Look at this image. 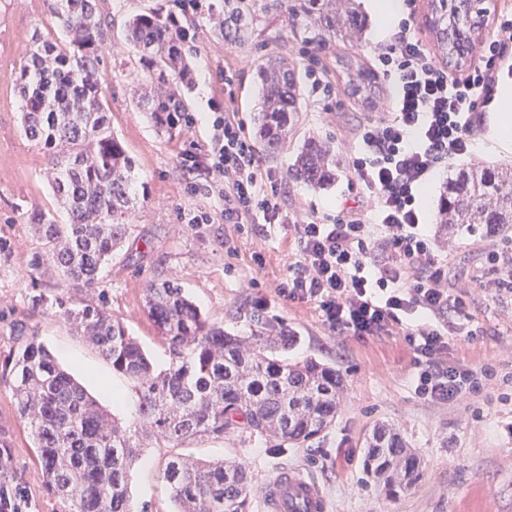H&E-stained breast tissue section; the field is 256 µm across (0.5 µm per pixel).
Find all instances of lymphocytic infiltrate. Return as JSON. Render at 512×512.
Returning <instances> with one entry per match:
<instances>
[{
    "label": "lymphocytic infiltrate",
    "mask_w": 512,
    "mask_h": 512,
    "mask_svg": "<svg viewBox=\"0 0 512 512\" xmlns=\"http://www.w3.org/2000/svg\"><path fill=\"white\" fill-rule=\"evenodd\" d=\"M498 28L480 65L458 75L431 57L407 21L375 52L374 67L391 95L386 112L360 126L349 163L351 186L374 223L351 206L328 224L290 214L276 172L264 167L235 115L214 113L210 147L194 162V189L223 198L225 223L255 235L269 224L292 225L299 257L283 294L317 302L341 333L402 330L426 364L416 390L437 403L462 399L472 381L467 371L439 364L460 328L447 315L464 314L465 303L449 292L441 246L424 231L419 198L437 169L476 153L483 114L503 74L512 73L511 13L502 14Z\"/></svg>",
    "instance_id": "1"
}]
</instances>
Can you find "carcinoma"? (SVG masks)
Instances as JSON below:
<instances>
[{
    "instance_id": "carcinoma-1",
    "label": "carcinoma",
    "mask_w": 512,
    "mask_h": 512,
    "mask_svg": "<svg viewBox=\"0 0 512 512\" xmlns=\"http://www.w3.org/2000/svg\"><path fill=\"white\" fill-rule=\"evenodd\" d=\"M50 11L66 39L34 33L16 87L25 134L48 156L51 187L68 223H58L49 212L31 217L40 251L30 275H46L56 286L53 296L40 292L32 304L68 322L113 371L133 382L135 417L122 423L111 416L22 324L14 330V349L0 362V377L9 381L17 415L30 428L45 489L60 512H133L129 471L144 439L180 448L238 431L271 436L281 447H301L335 422L342 379L318 360L299 364L283 358L281 352L296 341L290 330L259 319L250 335L230 334L169 282L150 285L144 304L168 345V368L157 370L138 339L112 315L98 284L132 234L128 216L137 197L134 162L112 132L102 100L107 23L95 0H51ZM269 13L285 15L291 31L319 49L357 44L368 27L359 0H224L208 23L225 44L241 47ZM480 13L481 0H470L463 12L438 0L429 27L439 54L448 57V27L467 33L474 28L470 15ZM124 28L148 77L136 92L137 107L159 132L172 136L187 111L178 86L191 79L189 41L154 9L129 16ZM347 69L356 91L375 94L353 64ZM296 71L284 57H268L257 66L254 136L267 158L288 146L296 132L302 100ZM289 178L319 190L333 184L335 142L305 139ZM435 221L507 232L512 168L459 167L443 190ZM7 448L1 440L0 498L13 512H28L33 505L21 477L7 467ZM405 448L389 424L374 425L365 438L364 466L389 494L418 478ZM162 477L174 512H250L251 476L242 464L173 453Z\"/></svg>"
}]
</instances>
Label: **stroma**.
I'll use <instances>...</instances> for the list:
<instances>
[{
	"label": "stroma",
	"mask_w": 512,
	"mask_h": 512,
	"mask_svg": "<svg viewBox=\"0 0 512 512\" xmlns=\"http://www.w3.org/2000/svg\"><path fill=\"white\" fill-rule=\"evenodd\" d=\"M48 0H0V241L8 255L0 259V359L13 348L12 324L25 321L59 363L78 378L100 403L123 422L136 406L132 385L113 372L110 363L77 335L65 321L33 308L32 297L52 287V279L31 281L30 261L39 240L28 224L32 213L54 214L65 223L48 180V161L25 136L15 73L26 58L34 32L58 35ZM169 0H98L108 22L104 102L112 129L135 161L136 193L141 202L131 215L133 234L114 256L100 282L113 315L136 336L157 369L167 368L170 355L144 310L150 284H178L210 321L225 331L250 335L256 318L281 323L297 337L287 351L293 362L316 359L340 374L343 388L335 423L304 448H279L266 435L231 433L220 440L190 444L188 454L203 460L243 463L252 482L251 512H261L262 485L282 467L301 469L325 490L332 512H512V299L481 288L488 255L499 239L482 227L461 226L454 232L430 227L438 241H451L444 259L452 294L462 297L470 317L466 331L450 337L445 364L470 371L477 389L454 404L420 397L416 380L422 370L402 331L360 338L339 333L324 322L315 302L282 296L289 267L298 258L292 226L273 224L264 236L239 232L225 223L218 197L189 190L192 176L187 153L201 154L211 137V115L228 107L246 130L254 128L258 100L256 66L279 55L300 59L304 43L289 30L285 17L260 19L252 41L243 47L225 45L205 20L194 23V84L184 94L194 126H181L175 136L158 132L135 104L134 89L145 74L134 48L124 39L126 18L147 8H168ZM396 22L370 20L365 40L354 47L337 45L321 54L330 79L338 81L339 111H325L311 90L303 92L296 134L291 145L266 164L282 179L289 211L309 216L335 215L353 192L349 159L359 127L388 105L387 92L372 102L352 96L344 68L353 59L372 70V56L396 29ZM239 70L242 79L225 91L219 72ZM497 111L487 112L478 133L475 160L512 166V141L495 135ZM336 142L337 175L333 185L313 190L289 179L294 152L309 135ZM204 211L207 224L187 223ZM262 262H255L254 252ZM395 426L419 463L420 477L410 488L387 495L382 484L362 468L365 434L376 423ZM10 449L8 465L21 475L30 501L39 512H58L43 486L40 465L27 429L20 423L9 385L0 382V437ZM168 449L149 445L130 471L134 512H171L161 469Z\"/></svg>",
	"instance_id": "stroma-1"
}]
</instances>
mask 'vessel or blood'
Masks as SVG:
<instances>
[{
    "label": "vessel or blood",
    "instance_id": "1",
    "mask_svg": "<svg viewBox=\"0 0 512 512\" xmlns=\"http://www.w3.org/2000/svg\"><path fill=\"white\" fill-rule=\"evenodd\" d=\"M261 512H330L321 486L297 469L279 472L260 491Z\"/></svg>",
    "mask_w": 512,
    "mask_h": 512
}]
</instances>
